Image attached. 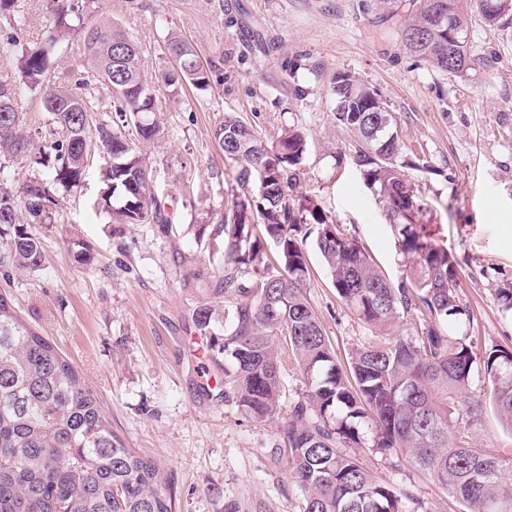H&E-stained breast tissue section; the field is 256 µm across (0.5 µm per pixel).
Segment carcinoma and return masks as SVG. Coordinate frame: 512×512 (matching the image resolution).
<instances>
[{
    "label": "carcinoma",
    "instance_id": "1",
    "mask_svg": "<svg viewBox=\"0 0 512 512\" xmlns=\"http://www.w3.org/2000/svg\"><path fill=\"white\" fill-rule=\"evenodd\" d=\"M489 26L512 15V0H421L399 36L415 57L443 73L472 66L467 32L471 9ZM56 38L77 36L95 77L112 88L113 115L99 117L92 95L52 87L43 104L49 119L38 132L42 149L29 155L26 119L11 82L0 80L1 160H32L17 190L0 186V277L36 272L44 262L37 225L55 221L60 188L84 183L101 159V205L111 222L150 224L169 233L165 200L150 192L144 146L163 127L144 115L158 103L139 44L100 10L99 0H49ZM168 52L180 63L161 75L201 86L206 74L190 44L171 35ZM52 45L21 50L23 82L49 81ZM336 123L358 139L354 164L382 204L405 264L393 281L353 238L346 237L313 201L288 197L304 174L307 140L285 129L268 140L226 115L213 130L234 168V194L221 223L199 225L200 236L224 242V263L208 291L230 303L224 330L203 303L193 324L218 364L224 392L251 418L280 422L279 439L292 482L303 494L301 512H419L420 502L399 494L366 469L351 448L371 447L401 470L429 473L467 512H512V456L467 441L465 431L491 404L512 423V350L478 352L471 313L458 293L457 257L425 231L424 205L404 168L429 170L403 158L396 120L380 94L349 72L333 86ZM316 246L333 287L374 335L344 367L336 361L306 290L309 269L303 229ZM274 248L268 257L267 248ZM420 330L396 327L408 316ZM306 379L302 396L283 411L279 350ZM490 385L489 401L472 391L474 377ZM0 512H177L171 477L126 446L99 398L56 343L25 319L18 298L0 292Z\"/></svg>",
    "mask_w": 512,
    "mask_h": 512
}]
</instances>
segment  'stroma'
I'll list each match as a JSON object with an SVG mask.
<instances>
[{"mask_svg": "<svg viewBox=\"0 0 512 512\" xmlns=\"http://www.w3.org/2000/svg\"><path fill=\"white\" fill-rule=\"evenodd\" d=\"M365 0H102V7L143 51L148 74L176 69L165 41L191 44L209 76L205 87L157 83L161 140L147 147L151 189L174 195L168 235L144 224L112 232L98 208L99 166L81 188L56 195V221L37 227L45 263L11 283L27 319L80 370L127 447L162 464L174 478L177 512H300L302 495L287 478L277 422L249 418L212 387L202 365L206 341L192 323L196 306L223 312L208 294L223 248L199 238L232 202V169L212 135L233 114L265 138L284 128L308 140L305 176L292 192L317 204L356 238L380 269L398 279L404 261L382 208L353 163L356 139L335 119L336 72L373 86L393 113L406 153L429 168L405 175L430 209L436 242L461 262L459 296L474 318L478 348L512 349V318L496 288L512 283V19L495 26L472 16L473 69L455 77L405 51L397 32L413 8L364 10ZM24 46L47 40L54 18L45 0H19ZM51 81L87 83L103 116L111 90L95 78L76 41L55 47ZM298 61L290 74L289 61ZM0 79L16 90L26 128L46 118L44 94L22 81L17 58L0 53ZM83 243L92 265L68 252ZM309 300L337 359L348 363L371 337L338 297L306 240ZM473 447L512 454V426L494 408L468 431ZM365 466L422 505V512H465L430 474L394 469L362 448Z\"/></svg>", "mask_w": 512, "mask_h": 512, "instance_id": "obj_1", "label": "stroma"}]
</instances>
